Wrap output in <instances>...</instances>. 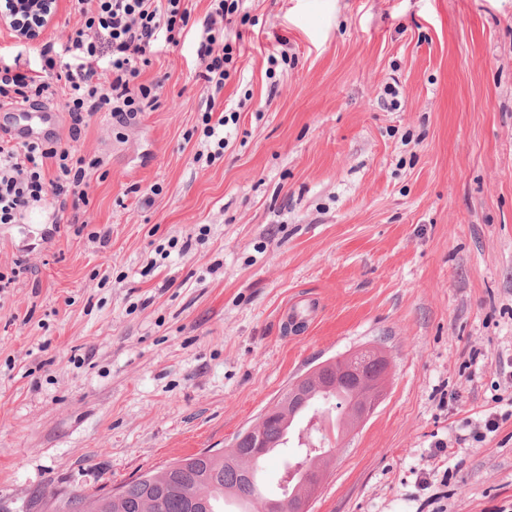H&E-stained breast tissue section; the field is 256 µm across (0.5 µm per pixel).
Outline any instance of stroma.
I'll return each instance as SVG.
<instances>
[{
	"label": "stroma",
	"instance_id": "35a3bbf8",
	"mask_svg": "<svg viewBox=\"0 0 512 512\" xmlns=\"http://www.w3.org/2000/svg\"><path fill=\"white\" fill-rule=\"evenodd\" d=\"M190 5L154 108L74 145L103 161L87 229L40 204L0 224V271L28 265L0 293V512L228 449L371 346L385 396L341 440L321 413L310 512H512V0H243L211 162Z\"/></svg>",
	"mask_w": 512,
	"mask_h": 512
}]
</instances>
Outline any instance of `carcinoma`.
I'll return each mask as SVG.
<instances>
[{
    "label": "carcinoma",
    "instance_id": "carcinoma-1",
    "mask_svg": "<svg viewBox=\"0 0 512 512\" xmlns=\"http://www.w3.org/2000/svg\"><path fill=\"white\" fill-rule=\"evenodd\" d=\"M336 362L326 361L316 375L302 382L305 396L289 394L279 397L280 412L263 421L260 431L265 447H253L250 428L238 432L233 440L235 455L198 452L178 459L179 465L147 472L123 485V494L112 497L105 492L91 498L75 496L77 512H222L220 503L237 500L244 505L240 512H263L270 497L255 483L254 471L262 458L256 452L267 448H285L297 436V450L285 459L287 493L283 497L300 496L303 485L296 478L301 472L328 467L330 456L322 448L316 432L299 430L304 419L314 417L322 408L336 411V429L348 428L349 410L358 404L357 387L351 382L336 384Z\"/></svg>",
    "mask_w": 512,
    "mask_h": 512
}]
</instances>
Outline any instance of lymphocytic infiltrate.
I'll use <instances>...</instances> for the list:
<instances>
[{"mask_svg":"<svg viewBox=\"0 0 512 512\" xmlns=\"http://www.w3.org/2000/svg\"><path fill=\"white\" fill-rule=\"evenodd\" d=\"M81 23L68 33L65 50L75 65H61L54 43L40 49L41 69L0 65V107L34 105L63 99L68 115V143H15L0 137V224L14 223L37 202L50 204L58 220L79 223L88 204V170L99 158L75 155L79 141L97 113L131 119L153 107L161 81L143 82L158 36L170 45L191 19L189 0H69ZM199 56L200 78L209 100H216L236 69L239 49L233 27L240 0H210Z\"/></svg>","mask_w":512,"mask_h":512,"instance_id":"1","label":"lymphocytic infiltrate"}]
</instances>
